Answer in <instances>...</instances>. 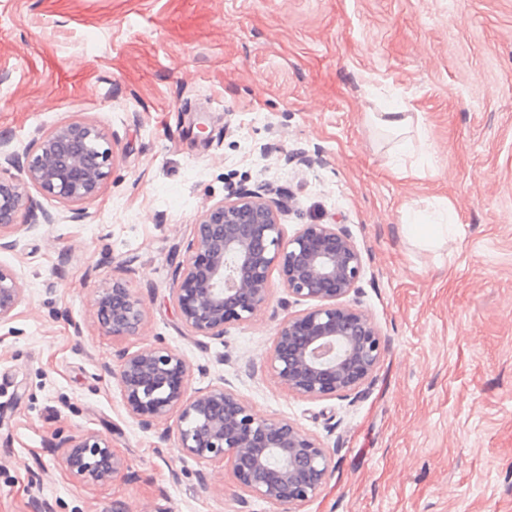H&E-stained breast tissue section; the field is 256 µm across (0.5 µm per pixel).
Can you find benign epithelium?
I'll use <instances>...</instances> for the list:
<instances>
[{
	"label": "benign epithelium",
	"instance_id": "1",
	"mask_svg": "<svg viewBox=\"0 0 512 512\" xmlns=\"http://www.w3.org/2000/svg\"><path fill=\"white\" fill-rule=\"evenodd\" d=\"M113 162L102 129L75 117L43 134L26 153L23 169L27 182L80 217L99 197ZM25 199L21 183L0 177V250L14 247L11 237L22 228L18 217ZM279 209L259 188L203 210L186 259L175 269L172 299L188 331L220 338L265 307L270 274L278 270L288 295L310 306L280 323L265 364L296 396H341L363 385L382 355L371 318L345 302L363 276L362 256L334 224H305L286 236ZM24 298L16 276L0 266V321ZM144 316V302L120 280L101 291L94 310L100 327L113 336L137 335ZM107 371L128 416L141 428L178 415L182 453L228 465L243 491L290 506L315 497L325 484L330 458L317 438L288 420L259 415L222 381L188 394L190 367L179 352L123 351ZM62 447L76 478L106 481L117 470L112 446L96 434L72 436Z\"/></svg>",
	"mask_w": 512,
	"mask_h": 512
}]
</instances>
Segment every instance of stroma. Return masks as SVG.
Listing matches in <instances>:
<instances>
[{
  "label": "stroma",
  "instance_id": "stroma-1",
  "mask_svg": "<svg viewBox=\"0 0 512 512\" xmlns=\"http://www.w3.org/2000/svg\"><path fill=\"white\" fill-rule=\"evenodd\" d=\"M417 114L404 157L369 120ZM114 165L84 216L35 186L0 251L26 298L0 323V512H512V0H0V140L16 153L72 117ZM266 186L287 234L345 229L364 274L347 301L381 361L359 394L303 399L263 358L305 310L271 273L265 308L192 335L173 271L202 210ZM451 206L426 245L405 209ZM146 306L107 334L95 301ZM182 353L197 390L225 380L261 415L317 437L332 472L285 507L150 430L102 370L122 351ZM257 368L247 373V361ZM92 432L119 468L79 480L58 443ZM144 316V302L121 280H112V285L101 291L94 310V318L100 327L112 336L137 335Z\"/></svg>",
  "mask_w": 512,
  "mask_h": 512
}]
</instances>
